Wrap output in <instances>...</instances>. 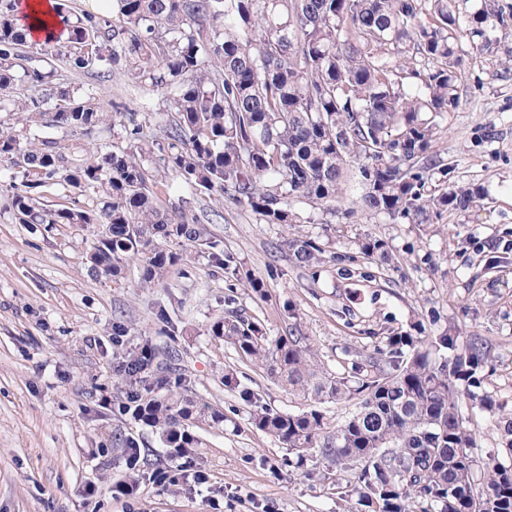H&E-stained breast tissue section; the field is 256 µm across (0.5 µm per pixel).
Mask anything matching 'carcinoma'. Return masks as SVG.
<instances>
[{
  "mask_svg": "<svg viewBox=\"0 0 512 512\" xmlns=\"http://www.w3.org/2000/svg\"><path fill=\"white\" fill-rule=\"evenodd\" d=\"M16 0H0V112L22 126L51 114L54 126L84 133L121 114L91 93L64 85V73L110 77L167 89L175 120L148 142L128 117L126 145L85 159L44 140L25 145L0 125V159L16 169L10 209L17 224H110L86 255L89 269L122 277L141 261L152 286L192 254L231 269L210 231L218 210L175 218L160 204L157 181L137 155L157 148L163 167L188 190L243 204L261 224H301L300 199L336 223L344 187L370 216L428 224L443 211L466 213L485 191L458 184L425 194L430 172L448 175L435 150L439 119L456 109L468 58L512 73V16L493 0L468 9L460 0H112V10L73 16L55 7L62 29L34 43L15 18ZM468 49H463V46ZM53 190L69 203L53 207ZM96 199L86 203L79 197ZM185 251H174L171 243ZM299 267L323 260L316 241L286 242ZM212 332L274 377L314 400L355 409L336 424L312 409L263 408L257 428L301 457L352 472L361 512H512V465L483 460L461 416L463 382L485 350L478 336L441 333L387 337L349 379L318 366L312 350L289 335L267 341L236 315ZM448 350L441 361L430 350ZM158 386L126 393L124 408L156 428L168 448H197L189 427L223 416L184 394L161 398Z\"/></svg>",
  "mask_w": 512,
  "mask_h": 512,
  "instance_id": "obj_1",
  "label": "carcinoma"
}]
</instances>
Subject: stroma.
Wrapping results in <instances>:
<instances>
[{
  "instance_id": "1",
  "label": "stroma",
  "mask_w": 512,
  "mask_h": 512,
  "mask_svg": "<svg viewBox=\"0 0 512 512\" xmlns=\"http://www.w3.org/2000/svg\"><path fill=\"white\" fill-rule=\"evenodd\" d=\"M71 82L92 89L103 105L123 104L155 136L172 120L166 89L118 75L75 73ZM457 92L460 104L445 115L436 143L448 172L430 175L426 188L482 185L481 208L444 212L429 224L363 213L347 224H260L245 208H222L223 220L210 230L252 273L249 281L214 270L200 253L149 288L136 259L120 281L92 275L85 255L100 226L14 223L9 165L0 162V512H124L109 491L124 468L120 439L139 441L145 473L166 453L155 428L119 411L130 382L116 366L146 338L159 354L175 355L192 399L224 420L194 429L202 442L195 459L212 475L217 507L148 483L142 512H351L355 499L341 492L351 473L300 460L253 424L258 405L283 413L316 406L213 335L212 325L231 313L259 324L271 340L296 324L320 367L346 378L361 355L384 347L390 336L481 337L489 356L469 391L492 405L465 403L461 410L476 432L479 456L501 457L504 428L512 423V78H500L483 59L467 66ZM124 135L109 123L84 135L44 123L27 138L51 137L66 154L85 156L123 143ZM141 162L157 172L170 212L220 208L161 173L158 154L142 155ZM292 238L323 243L327 259L295 266L285 247ZM369 240L381 243L388 263L360 260ZM335 253L353 257V264L332 261ZM161 307L177 332H163ZM116 320L128 330L118 346L109 334ZM244 391L254 393L255 404L241 400ZM91 482L100 491L84 497Z\"/></svg>"
}]
</instances>
